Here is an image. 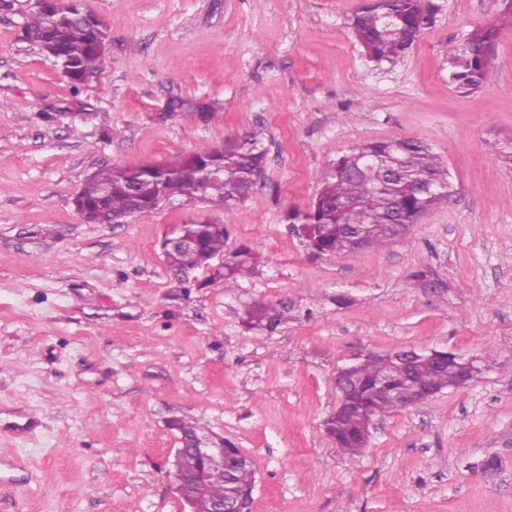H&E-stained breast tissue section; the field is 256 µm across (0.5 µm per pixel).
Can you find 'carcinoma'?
Instances as JSON below:
<instances>
[{"instance_id": "cac0c4a2", "label": "carcinoma", "mask_w": 512, "mask_h": 512, "mask_svg": "<svg viewBox=\"0 0 512 512\" xmlns=\"http://www.w3.org/2000/svg\"><path fill=\"white\" fill-rule=\"evenodd\" d=\"M438 11L434 0H360L352 15L355 36L368 57L377 63H396L404 58L418 40L421 31ZM500 28L491 23L468 34L465 42L448 48V82L462 93L481 89L496 51ZM25 39L36 44L55 61L70 83L85 84L102 69V47L109 37V27L89 10L85 0H65L30 7L25 15ZM263 132L254 130L238 142L234 164L224 162L219 148H212L179 158L173 162H144L135 167H102L89 176L75 197L91 224H110L127 212L132 194L139 191L143 212L157 208L156 196L167 193L187 206H220L229 210L245 201L263 177L266 164ZM405 158V178L393 180L386 172L390 162ZM219 169L218 178L198 179L201 170ZM429 176L446 186L447 194L437 198H420L416 192L420 177ZM320 191L310 211L303 216L302 235L309 247L324 255L337 256L353 251L348 229L355 224L369 225L364 249H380L397 241L393 221L411 227L418 209L451 203L453 185L448 179V165L421 143L401 138L359 145L340 156L318 174ZM181 232L196 243L192 253L168 251L167 264L175 269L204 268L212 260H224V273L211 282L232 288L241 277L255 272L257 261L245 245L224 255L226 229L211 220L181 225ZM396 361L388 354L369 355L357 361L359 376L375 379L383 374L395 375ZM415 380L425 386L440 387L456 377V365L436 371L431 359L419 356L412 368ZM366 420L355 411L339 412L326 420V430L338 436L337 446L346 454L361 448L341 435L356 430ZM173 429L190 439L205 431L191 420H175ZM233 486L251 489L254 471L251 463L239 465L233 473Z\"/></svg>"}]
</instances>
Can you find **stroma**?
I'll return each instance as SVG.
<instances>
[{"mask_svg":"<svg viewBox=\"0 0 512 512\" xmlns=\"http://www.w3.org/2000/svg\"><path fill=\"white\" fill-rule=\"evenodd\" d=\"M397 64L370 61L357 0H88L110 26L101 74L73 90L0 12V512H182L178 417L254 465L252 512H512V26L485 85L448 81V48L500 0H437ZM190 110L165 116L170 100ZM211 107L202 120L194 105ZM262 128L243 203L84 223L73 199L135 166ZM408 138L455 196L379 250L315 256L291 217L351 148ZM209 218L259 256L234 288L176 274L160 242ZM280 312L255 327L256 306ZM476 359L480 374L376 418L343 453L325 420L349 355Z\"/></svg>","mask_w":512,"mask_h":512,"instance_id":"stroma-1","label":"stroma"}]
</instances>
